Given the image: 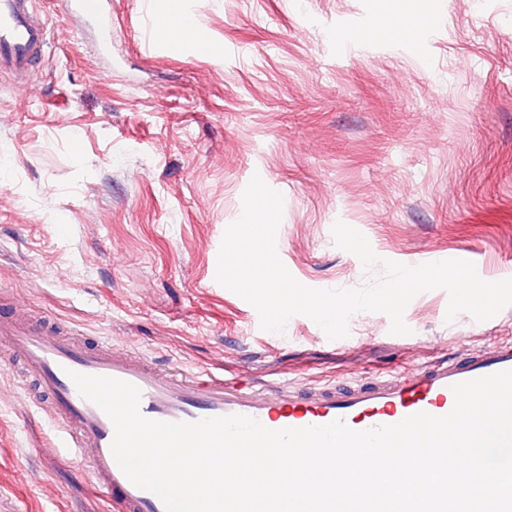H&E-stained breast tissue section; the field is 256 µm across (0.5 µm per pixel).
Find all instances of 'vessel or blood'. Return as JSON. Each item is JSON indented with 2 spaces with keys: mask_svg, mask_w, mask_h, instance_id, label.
Here are the masks:
<instances>
[{
  "mask_svg": "<svg viewBox=\"0 0 512 512\" xmlns=\"http://www.w3.org/2000/svg\"><path fill=\"white\" fill-rule=\"evenodd\" d=\"M35 0H0V71L25 82L48 44V29ZM71 11L93 23L104 58L112 56V0H67ZM0 343L30 372L51 402L58 444L86 456L91 482L110 495L114 512H166L153 493L134 485L118 466L111 443L115 429L107 414L78 392L72 373L106 376L137 386L143 417L164 422L243 415L271 430L323 426L343 420L364 431L394 425L426 412L449 413L453 385L512 369V344L486 348L424 365L410 373L380 374L371 381L320 387H269L243 378L191 375L162 370L144 356L72 337L59 325L31 317L21 305L0 312Z\"/></svg>",
  "mask_w": 512,
  "mask_h": 512,
  "instance_id": "vessel-or-blood-1",
  "label": "vessel or blood"
}]
</instances>
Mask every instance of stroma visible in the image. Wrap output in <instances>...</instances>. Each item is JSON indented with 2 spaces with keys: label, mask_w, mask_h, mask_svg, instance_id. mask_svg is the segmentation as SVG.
<instances>
[{
  "label": "stroma",
  "mask_w": 512,
  "mask_h": 512,
  "mask_svg": "<svg viewBox=\"0 0 512 512\" xmlns=\"http://www.w3.org/2000/svg\"><path fill=\"white\" fill-rule=\"evenodd\" d=\"M213 54L142 46L162 0H112V63L66 0H37L51 41L27 90L0 71V294L34 314L188 373L299 387L367 380L512 342V307L446 322L417 295L394 335L360 312L328 339L283 333L216 279L224 232L260 175L284 198L278 255L305 286L356 289L341 221L408 266L466 253L512 278V0H183ZM0 347V512H112Z\"/></svg>",
  "instance_id": "obj_1"
}]
</instances>
